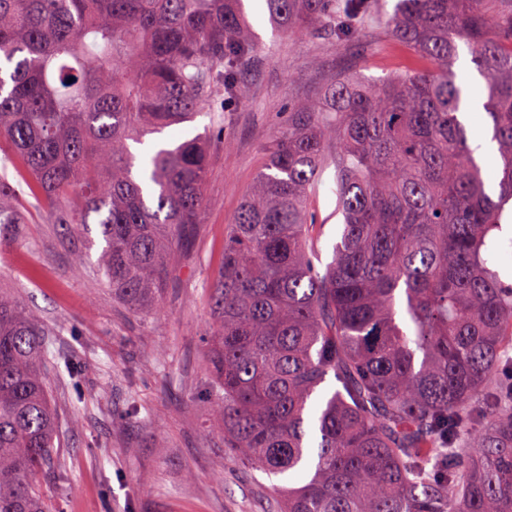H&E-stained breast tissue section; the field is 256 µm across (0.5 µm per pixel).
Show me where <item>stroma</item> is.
<instances>
[{
	"instance_id": "stroma-1",
	"label": "stroma",
	"mask_w": 512,
	"mask_h": 512,
	"mask_svg": "<svg viewBox=\"0 0 512 512\" xmlns=\"http://www.w3.org/2000/svg\"><path fill=\"white\" fill-rule=\"evenodd\" d=\"M397 0H375L360 44L278 34L265 0H245L258 39L246 73L249 95L232 112L149 136L152 144L210 133L202 222L169 271L160 311L135 313L84 260L33 198L26 217L0 241V290L35 313L52 349L50 395L60 438V471L42 486L54 512H280L266 474L245 468L224 446L210 366L209 285L224 260V226L266 160L265 147L289 106L316 100L324 79L350 71L380 80L409 52L380 19ZM312 203L323 224L321 261L330 263L343 218L325 172Z\"/></svg>"
}]
</instances>
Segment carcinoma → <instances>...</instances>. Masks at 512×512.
I'll list each match as a JSON object with an SVG mask.
<instances>
[{
	"label": "carcinoma",
	"mask_w": 512,
	"mask_h": 512,
	"mask_svg": "<svg viewBox=\"0 0 512 512\" xmlns=\"http://www.w3.org/2000/svg\"><path fill=\"white\" fill-rule=\"evenodd\" d=\"M276 29L353 38L370 0H265ZM384 25L413 65L331 76L288 109L209 286L224 447L288 479L283 512H512V284L490 257L512 201V0H400ZM499 156L470 144L459 43ZM244 0H0V229L25 192L78 240L112 297L161 309L201 223L209 135L131 144L245 98ZM342 215L318 266L311 203ZM40 321L0 291V512H49L60 455ZM324 185L321 193L312 203V210L317 224H325L321 239V261L325 266L333 258V247L339 240V232L343 218L336 212V197L331 193L333 183V170L328 169L323 176Z\"/></svg>",
	"instance_id": "obj_1"
}]
</instances>
